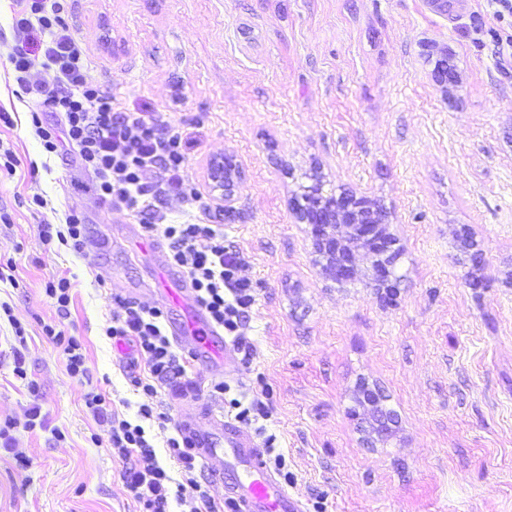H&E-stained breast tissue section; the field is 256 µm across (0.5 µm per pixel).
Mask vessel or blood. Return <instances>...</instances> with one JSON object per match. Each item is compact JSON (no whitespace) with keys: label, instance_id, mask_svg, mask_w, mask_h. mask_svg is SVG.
Wrapping results in <instances>:
<instances>
[{"label":"vessel or blood","instance_id":"vessel-or-blood-1","mask_svg":"<svg viewBox=\"0 0 512 512\" xmlns=\"http://www.w3.org/2000/svg\"><path fill=\"white\" fill-rule=\"evenodd\" d=\"M159 281L174 302L195 307L194 291L182 272L163 267ZM170 336L197 371L195 380L173 388L172 395L179 404L178 429L201 466L223 483L225 497L238 503L239 512H302L300 501L270 469L253 435L200 402L206 377L232 366L235 345L200 314L171 328Z\"/></svg>","mask_w":512,"mask_h":512}]
</instances>
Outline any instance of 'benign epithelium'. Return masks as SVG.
<instances>
[{"instance_id": "benign-epithelium-1", "label": "benign epithelium", "mask_w": 512, "mask_h": 512, "mask_svg": "<svg viewBox=\"0 0 512 512\" xmlns=\"http://www.w3.org/2000/svg\"><path fill=\"white\" fill-rule=\"evenodd\" d=\"M212 176L224 190V201H232L238 178L234 160L226 156L215 162ZM291 211L298 222L311 226L316 252L323 258V270L332 279H352L357 269L356 253L364 251L371 256L376 286L397 290L400 276L395 268L402 252L385 231L382 211L346 193L328 199L297 196L291 201ZM363 395L370 396L364 403L371 407L372 418L366 420L367 426L360 431L366 444L372 446L387 433L393 411L384 406L385 398L379 390L365 386Z\"/></svg>"}]
</instances>
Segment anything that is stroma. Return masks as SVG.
Masks as SVG:
<instances>
[{"label": "stroma", "mask_w": 512, "mask_h": 512, "mask_svg": "<svg viewBox=\"0 0 512 512\" xmlns=\"http://www.w3.org/2000/svg\"><path fill=\"white\" fill-rule=\"evenodd\" d=\"M459 3L450 16L429 0H64L121 110L162 113L189 138L183 175L257 292L225 396L209 403L230 419V399L270 393L253 436L262 446L275 435L304 512H512V61L491 54L512 19L494 0ZM13 7L0 0V144L21 160L0 174V259L17 278L0 282V424L22 456L0 447V512H142L85 396L136 417L129 378L144 363L103 328L117 300L162 304L155 255L79 254L43 238L72 210L88 239L145 235L97 199L76 150L43 153L36 104L9 62L22 46ZM443 57L457 77L448 87L435 77ZM224 156L239 168L229 203L210 178ZM315 173L325 191L387 209L402 249L395 296L315 264L290 210ZM464 228L480 267L461 248ZM62 275L72 283L63 319L45 292ZM47 324L81 341L85 376L68 373ZM364 379L396 413L373 448L352 414ZM34 405L47 428H26Z\"/></svg>", "instance_id": "stroma-1"}]
</instances>
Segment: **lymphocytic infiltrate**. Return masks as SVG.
<instances>
[{"instance_id":"f902f5d3","label":"lymphocytic infiltrate","mask_w":512,"mask_h":512,"mask_svg":"<svg viewBox=\"0 0 512 512\" xmlns=\"http://www.w3.org/2000/svg\"><path fill=\"white\" fill-rule=\"evenodd\" d=\"M15 31L23 36L38 34L43 70L52 81L32 69L26 51L10 58L16 83L25 94L37 98L44 111L60 116L59 126L33 118L32 127L46 155L58 154L62 145L78 151L83 167L93 174L98 198L141 217L144 231L168 243L170 264L182 269L211 324L238 335L243 319L255 302L252 284L243 273L239 253L224 245L219 224H170L162 211L168 193L198 202L197 187L182 175L183 137L157 112L115 110V94L95 76L97 64L87 57L71 30L61 22V0H17ZM106 335L113 340H131L144 359L149 379L134 378L135 391L146 396L140 404L138 422L110 417L109 442L118 456L134 457L123 474L125 483L145 512H168L170 502H191L190 512H223L196 479L195 459L182 437L168 435L169 418L155 411L150 398L161 385L180 384L185 368L177 359L167 334L163 309L123 304L114 314ZM157 433L181 467L173 478L161 464L155 449Z\"/></svg>"}]
</instances>
